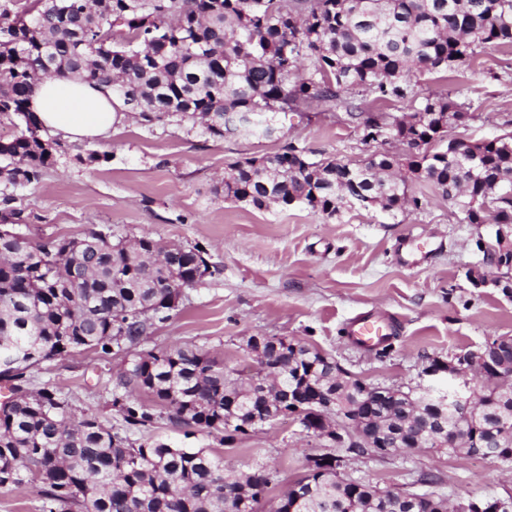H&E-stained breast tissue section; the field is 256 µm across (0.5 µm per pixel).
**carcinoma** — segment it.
<instances>
[{"label": "carcinoma", "instance_id": "1", "mask_svg": "<svg viewBox=\"0 0 512 512\" xmlns=\"http://www.w3.org/2000/svg\"><path fill=\"white\" fill-rule=\"evenodd\" d=\"M512 47V0H34L28 10L0 6V114L21 125L0 140L12 185L29 184L55 164L44 128L28 108L37 78L78 77L112 88L140 121H200L204 133L266 136L275 118L302 114L319 100L359 120L367 162L312 160L289 145L224 171V199L258 209L301 205L328 217L355 206L391 214L420 200L409 184L425 180L449 200L463 224H512V133L472 141L448 138V125L472 104L424 91L411 73L456 71L481 45ZM369 97L366 114L355 96ZM400 104L397 112L385 108ZM436 140L446 147L429 151ZM401 143L406 153L383 149ZM367 196L358 202L360 194ZM0 224V380L16 400L0 408V487L41 484L42 512H254L271 484L262 466L232 478L224 459L203 449L133 442L94 416L75 415L49 381L27 387V372L83 350L123 353L112 407L129 427L154 423L133 397L151 393L170 421L221 435L244 434L257 399L253 376L224 375V363L194 345L134 352L179 308V297L207 264L195 244L157 264V241L112 242L96 230L84 238L49 237L27 245ZM267 379L303 389L296 414L306 431L321 413L349 414L382 442L421 435L424 447L450 456L490 446L512 459V396L484 382L469 418L447 410V427L469 444L458 450L419 433L428 406L405 386L377 401L343 376L336 360L293 341L280 344ZM236 392L224 401V388ZM336 456L309 458L308 473L271 512H407L402 492L344 477Z\"/></svg>", "mask_w": 512, "mask_h": 512}]
</instances>
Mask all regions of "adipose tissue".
Wrapping results in <instances>:
<instances>
[{
  "instance_id": "obj_1",
  "label": "adipose tissue",
  "mask_w": 512,
  "mask_h": 512,
  "mask_svg": "<svg viewBox=\"0 0 512 512\" xmlns=\"http://www.w3.org/2000/svg\"><path fill=\"white\" fill-rule=\"evenodd\" d=\"M29 107L43 127L72 141L107 136L115 125L129 119L122 108L114 106L109 89L77 79H41Z\"/></svg>"
}]
</instances>
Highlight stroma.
Masks as SVG:
<instances>
[{
    "mask_svg": "<svg viewBox=\"0 0 512 512\" xmlns=\"http://www.w3.org/2000/svg\"><path fill=\"white\" fill-rule=\"evenodd\" d=\"M423 90H462L476 118L450 135L483 140L512 133V47L485 45L468 66L447 78L423 74ZM344 110L312 104L280 120L270 138H213L190 124L136 120L93 141L63 140L54 167L34 183L0 179V199L11 197L24 217L23 232L41 239L84 236L97 229L113 240L148 236L163 245H201L211 276L187 289L172 318L142 341L144 351L195 345L217 354L233 373L250 366V337L297 340L331 355L353 378L414 386L433 359L475 350L512 336V296L478 288L474 277L494 276L478 244L494 237L492 224L459 223L453 204L426 181L410 192L420 206L388 217L356 207L327 218L303 206L258 209L224 197V170L293 144L317 160L361 163L372 147ZM98 160L88 161L89 152ZM419 236L427 255L405 263L399 246ZM383 311L397 322L387 353L361 348L344 334L348 318ZM120 357L76 352L31 373L32 387L49 381L73 408L95 415L139 441L153 437L177 448L222 456L229 474L262 466L274 475L266 495L276 502L306 474L311 457L337 453L353 479L404 493L431 492L457 505L512 494V461L448 456L428 448L383 456L357 455L307 435L297 419L282 417L240 436L231 446L206 431L158 418L128 429L112 406Z\"/></svg>",
    "mask_w": 512,
    "mask_h": 512,
    "instance_id": "1",
    "label": "stroma"
}]
</instances>
